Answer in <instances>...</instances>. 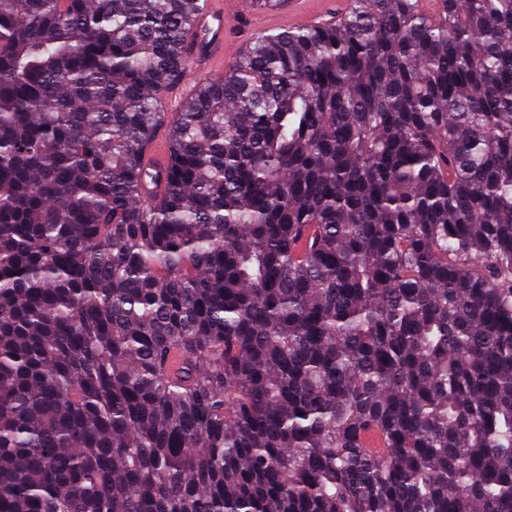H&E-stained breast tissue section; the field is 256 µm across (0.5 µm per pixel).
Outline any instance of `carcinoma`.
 I'll list each match as a JSON object with an SVG mask.
<instances>
[{
	"label": "carcinoma",
	"mask_w": 512,
	"mask_h": 512,
	"mask_svg": "<svg viewBox=\"0 0 512 512\" xmlns=\"http://www.w3.org/2000/svg\"><path fill=\"white\" fill-rule=\"evenodd\" d=\"M421 2L169 114L206 0H0V512H512V0Z\"/></svg>",
	"instance_id": "carcinoma-1"
}]
</instances>
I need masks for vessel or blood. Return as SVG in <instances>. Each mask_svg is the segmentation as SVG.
<instances>
[{
  "instance_id": "1",
  "label": "vessel or blood",
  "mask_w": 512,
  "mask_h": 512,
  "mask_svg": "<svg viewBox=\"0 0 512 512\" xmlns=\"http://www.w3.org/2000/svg\"><path fill=\"white\" fill-rule=\"evenodd\" d=\"M350 0H336L335 10H328L326 0H282L275 8L262 12L250 9L248 0H208L190 38L191 56L198 72H222L227 50V32L247 18L267 24L283 17H301L305 26L317 27L333 22L335 15L349 9Z\"/></svg>"
}]
</instances>
